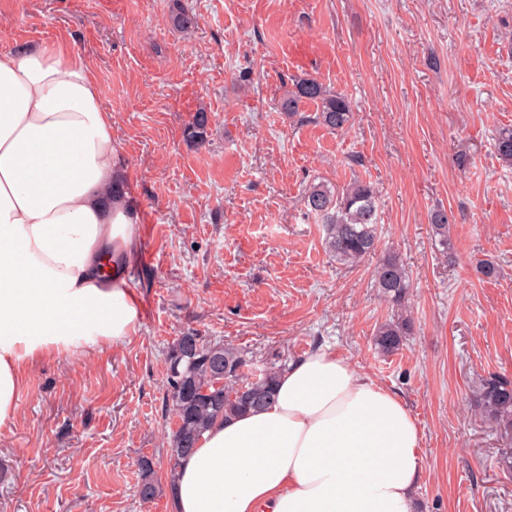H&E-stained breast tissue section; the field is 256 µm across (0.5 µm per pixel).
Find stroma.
I'll return each mask as SVG.
<instances>
[{"label": "stroma", "instance_id": "obj_1", "mask_svg": "<svg viewBox=\"0 0 512 512\" xmlns=\"http://www.w3.org/2000/svg\"><path fill=\"white\" fill-rule=\"evenodd\" d=\"M0 0V50L73 42L112 113L137 204L129 276L143 306L130 341L26 366L0 429V512H172L165 361L196 331L251 353L348 358L405 400L421 433L417 512H512V433L478 413L477 377H512V0ZM313 77L351 103L330 132L281 110ZM208 137L184 131L199 109ZM374 185L380 250L412 273L413 333L374 354L391 316L377 257L325 253L303 198L314 184ZM448 213L452 254L430 230ZM491 261L497 277L477 274ZM154 499L138 495L141 457Z\"/></svg>", "mask_w": 512, "mask_h": 512}]
</instances>
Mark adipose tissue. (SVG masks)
Listing matches in <instances>:
<instances>
[{"instance_id":"1","label":"adipose tissue","mask_w":512,"mask_h":512,"mask_svg":"<svg viewBox=\"0 0 512 512\" xmlns=\"http://www.w3.org/2000/svg\"><path fill=\"white\" fill-rule=\"evenodd\" d=\"M112 114L74 46L0 50V427L25 364L139 327L140 243ZM419 429L403 399L336 353L289 363L274 400L217 419L168 485L174 512H414Z\"/></svg>"}]
</instances>
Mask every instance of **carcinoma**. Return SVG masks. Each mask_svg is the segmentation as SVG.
Here are the masks:
<instances>
[{
  "label": "carcinoma",
  "instance_id": "carcinoma-1",
  "mask_svg": "<svg viewBox=\"0 0 512 512\" xmlns=\"http://www.w3.org/2000/svg\"><path fill=\"white\" fill-rule=\"evenodd\" d=\"M171 25L183 32L195 27V21L182 8L170 15ZM316 104L314 120L330 130H339L350 124V101L333 93L315 78L296 82L294 90L281 102V109L291 115L299 112L300 104ZM209 115L199 110L186 128V136L193 143L207 138ZM496 151L500 159L512 165V126L498 131ZM306 207L313 214L323 231L326 252L337 264L354 267L367 257L376 254L379 246V220L377 196L374 186L355 179L340 188L315 184L305 193ZM431 230L443 248L450 250L451 222L444 211L431 216ZM375 287L382 297L395 307L396 314L378 325L373 345L382 356H391L403 346L411 334L412 324L404 315L405 301L412 288V277L395 251H388L378 260L374 273ZM224 363V386L215 388V373L206 364L207 350L178 359L183 343L174 341L166 364V391L163 399L165 414L176 420V427L169 434L171 470H176L179 460L191 453L197 441L212 422L249 408H260L270 400L281 371L288 360L274 355L264 368H253L248 352L230 344H217ZM480 415L496 426L512 431V379L492 373L482 378L474 396Z\"/></svg>",
  "mask_w": 512,
  "mask_h": 512
}]
</instances>
